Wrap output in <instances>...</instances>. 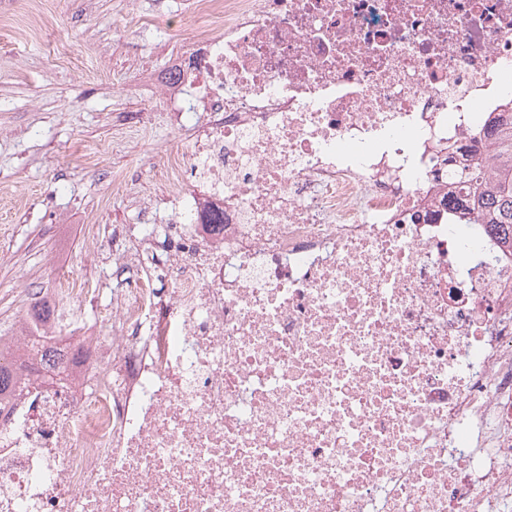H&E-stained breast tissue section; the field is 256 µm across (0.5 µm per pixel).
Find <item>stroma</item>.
Listing matches in <instances>:
<instances>
[{
	"label": "stroma",
	"mask_w": 512,
	"mask_h": 512,
	"mask_svg": "<svg viewBox=\"0 0 512 512\" xmlns=\"http://www.w3.org/2000/svg\"><path fill=\"white\" fill-rule=\"evenodd\" d=\"M203 28L194 0H0V335L25 289L68 277L76 314L111 335L116 278L146 250L131 231L198 131L159 80Z\"/></svg>",
	"instance_id": "stroma-1"
}]
</instances>
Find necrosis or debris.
Instances as JSON below:
<instances>
[{
	"label": "necrosis or debris",
	"instance_id": "1",
	"mask_svg": "<svg viewBox=\"0 0 512 512\" xmlns=\"http://www.w3.org/2000/svg\"><path fill=\"white\" fill-rule=\"evenodd\" d=\"M165 254L0 415V512H512V244L448 209L512 112V0H195Z\"/></svg>",
	"mask_w": 512,
	"mask_h": 512
}]
</instances>
